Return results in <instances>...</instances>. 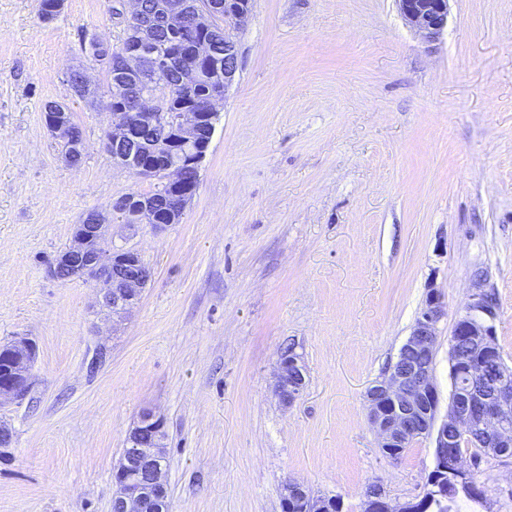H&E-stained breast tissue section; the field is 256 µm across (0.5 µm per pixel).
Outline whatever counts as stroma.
Wrapping results in <instances>:
<instances>
[{
  "label": "stroma",
  "mask_w": 512,
  "mask_h": 512,
  "mask_svg": "<svg viewBox=\"0 0 512 512\" xmlns=\"http://www.w3.org/2000/svg\"><path fill=\"white\" fill-rule=\"evenodd\" d=\"M39 2L0 0V342L37 346L30 392L0 408V512H110L145 411L166 421L171 512H282L290 479L341 512H363L373 483L421 497L432 439L385 456L364 393L434 289L446 419L448 339L479 279L512 365V0H451L430 45L395 0H253L180 223L117 226L106 243L153 272L118 324L93 283L47 273L73 224L142 187L104 149L105 113L66 83L82 34L123 40L118 0H65L48 24ZM52 101L84 130L80 167L45 126ZM288 346L306 373L289 407L275 393ZM476 479L483 497L460 498L463 512H512V457H483Z\"/></svg>",
  "instance_id": "stroma-1"
}]
</instances>
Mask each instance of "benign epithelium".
<instances>
[{
	"label": "benign epithelium",
	"instance_id": "7a95c632",
	"mask_svg": "<svg viewBox=\"0 0 512 512\" xmlns=\"http://www.w3.org/2000/svg\"><path fill=\"white\" fill-rule=\"evenodd\" d=\"M405 25L425 44L434 43L444 31L448 20L450 0H396ZM252 11V0L224 2V63L212 65L210 74L215 88L206 111L186 109L167 112L158 98L148 100L142 112H114L107 126L103 143L108 152L124 148L125 159L135 160L131 172L140 180L156 183L164 199L160 208L149 205L135 213L136 223L147 224L154 231L165 230L174 223L177 214L184 213L196 188L187 184L184 173L200 171L210 148L212 135L200 136V130L214 131L218 108L239 75V49L231 30L243 25ZM117 18L125 24L143 28L148 23L141 16L137 0H130L127 13ZM120 67L126 80L112 82V101L122 100L128 82L147 72L163 76L178 67L175 57L154 49L144 37L125 46L120 52ZM92 63L77 69L81 75L78 97L101 108L96 84L90 76ZM47 128L62 147L65 160H70L69 126L60 115L46 117ZM156 126L164 129L166 137L149 147L132 139L134 128ZM110 225L98 214L92 224H75L71 242L49 262L48 274L67 280H90L98 293L99 305L121 317L138 304L141 293L151 279V270L134 249H105ZM498 309L488 302V292L480 287L470 295L464 313L458 315L449 343L462 336L470 345L471 354L464 361L449 354L450 373L466 380L462 398L449 400L446 420L437 422L438 397L432 376L433 363H408L407 353L433 355L439 338V324L448 316V304L441 294L430 291L416 323L403 344L398 360L376 385L365 393L369 423L375 431L379 447L398 448L413 437L433 439L435 465L421 497L425 504L440 494L442 481H447L455 494L470 498L480 496L471 466L462 455L446 462L440 449L448 447V434L457 438L475 436L492 448L512 446V367L500 359L495 344L494 321ZM15 362L4 377H0V405L22 399L32 385V364L35 349L26 337H16L7 346ZM305 377L297 357L280 353L277 359L275 391L286 405L301 395ZM165 419L151 411L143 412L129 430L119 464L114 468L112 481L115 493L111 512H168L169 496L166 472L158 465L165 448ZM307 502L309 512H325V498L312 494L310 489L294 480L284 484L283 512L291 502ZM366 502L372 512H407V504L391 502L377 485L369 487Z\"/></svg>",
	"mask_w": 512,
	"mask_h": 512
}]
</instances>
